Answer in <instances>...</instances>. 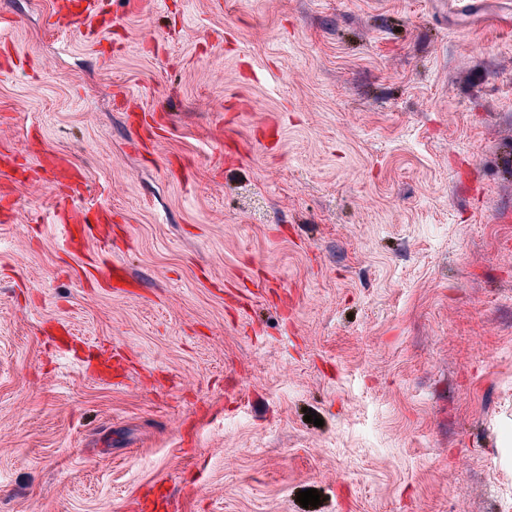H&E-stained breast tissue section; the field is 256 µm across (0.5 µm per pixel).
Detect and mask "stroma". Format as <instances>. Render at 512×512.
Segmentation results:
<instances>
[{"instance_id":"1","label":"stroma","mask_w":512,"mask_h":512,"mask_svg":"<svg viewBox=\"0 0 512 512\" xmlns=\"http://www.w3.org/2000/svg\"><path fill=\"white\" fill-rule=\"evenodd\" d=\"M61 2L0 0V512H512V24Z\"/></svg>"}]
</instances>
